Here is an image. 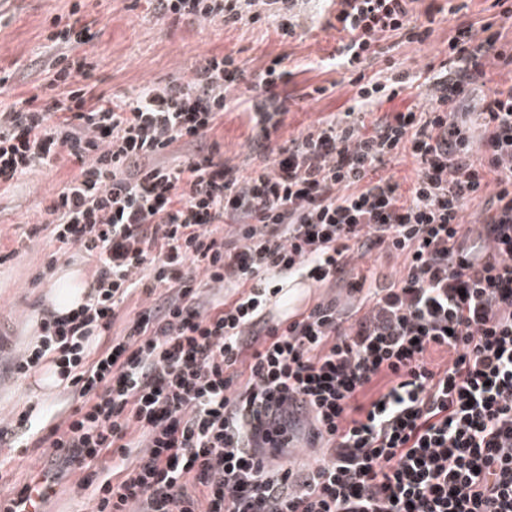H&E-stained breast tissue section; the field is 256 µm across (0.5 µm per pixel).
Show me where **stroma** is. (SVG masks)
<instances>
[{"instance_id": "stroma-1", "label": "stroma", "mask_w": 512, "mask_h": 512, "mask_svg": "<svg viewBox=\"0 0 512 512\" xmlns=\"http://www.w3.org/2000/svg\"><path fill=\"white\" fill-rule=\"evenodd\" d=\"M80 4L82 13L96 19L99 32L92 50L96 67L86 82L95 92L131 97L149 82H166L189 74L204 55L220 52L233 56L247 73L264 69L276 57H284L294 75L288 86L291 98L282 139L296 135L318 118L348 108L353 95L342 72L318 68L336 44L334 30L322 27L302 38L281 41L272 29L227 26L216 21L205 26L190 23L160 24L141 0H5L0 5V69L11 79L0 85V104L11 105L37 91L31 75L38 57L45 53L46 21L53 15L70 12ZM467 7L448 20L436 24L423 44L388 39L389 51L371 63V71L395 62L411 73L440 68L448 57V40L461 23L488 18L492 0H466ZM326 87L324 96H303V89ZM251 131L244 117L226 114L224 125L214 134L232 163L255 162L250 148ZM76 171L75 164L63 162L57 169H37L0 194V319L9 325L11 341L25 346L34 334L38 315L59 273L68 268L87 272V262L76 250L58 252L56 244L44 236L29 238L24 227L36 223L49 199ZM70 409L63 390L37 395L32 379L14 378L10 370L0 371V411L21 413L31 405ZM0 495H10L28 480L31 467L56 469L53 451L33 445L0 447Z\"/></svg>"}]
</instances>
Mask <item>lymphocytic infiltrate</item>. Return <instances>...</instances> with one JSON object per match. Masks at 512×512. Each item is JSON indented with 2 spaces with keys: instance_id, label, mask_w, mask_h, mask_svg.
Masks as SVG:
<instances>
[{
  "instance_id": "1",
  "label": "lymphocytic infiltrate",
  "mask_w": 512,
  "mask_h": 512,
  "mask_svg": "<svg viewBox=\"0 0 512 512\" xmlns=\"http://www.w3.org/2000/svg\"><path fill=\"white\" fill-rule=\"evenodd\" d=\"M146 2L161 23L308 30L299 0ZM413 2L336 0L321 64L347 74L354 105L284 145L282 59L249 78L211 53L187 79L114 98L84 83L91 23L50 19L39 94L0 108V187L76 165L27 234L77 249L92 283L13 364L61 365L71 412L19 415L0 442L53 448L91 512H512V80L487 83L512 44L492 22L458 25L422 108L369 118L411 81L366 77L379 43L433 33L436 9ZM239 110L257 156L244 168L213 138ZM407 157L408 187L379 175ZM373 252L400 258L399 277L357 271ZM297 278L357 303L270 323ZM301 420L312 463H276Z\"/></svg>"
}]
</instances>
